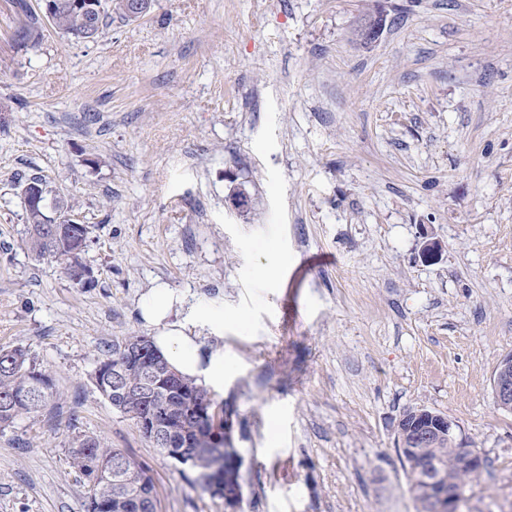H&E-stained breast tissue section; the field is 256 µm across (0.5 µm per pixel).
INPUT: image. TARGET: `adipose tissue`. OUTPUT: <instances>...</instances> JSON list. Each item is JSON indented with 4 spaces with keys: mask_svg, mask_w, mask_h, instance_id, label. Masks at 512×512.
Instances as JSON below:
<instances>
[{
    "mask_svg": "<svg viewBox=\"0 0 512 512\" xmlns=\"http://www.w3.org/2000/svg\"><path fill=\"white\" fill-rule=\"evenodd\" d=\"M182 306V296L164 284L152 288L143 298L141 315L154 330L155 346L167 357L173 369L186 378L210 384L223 382V351H203L197 337L174 318Z\"/></svg>",
    "mask_w": 512,
    "mask_h": 512,
    "instance_id": "ef3b65f1",
    "label": "adipose tissue"
}]
</instances>
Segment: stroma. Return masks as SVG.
<instances>
[{"instance_id": "1", "label": "stroma", "mask_w": 512, "mask_h": 512, "mask_svg": "<svg viewBox=\"0 0 512 512\" xmlns=\"http://www.w3.org/2000/svg\"><path fill=\"white\" fill-rule=\"evenodd\" d=\"M25 2L0 0V347L57 394L0 428V512H85L78 434L146 465L158 512H224L93 384L152 336L158 283L224 352L243 512H417L394 433L417 406L485 460L465 512H512L491 389L512 354V0H155L94 42ZM32 175L89 225L93 287L24 246Z\"/></svg>"}]
</instances>
